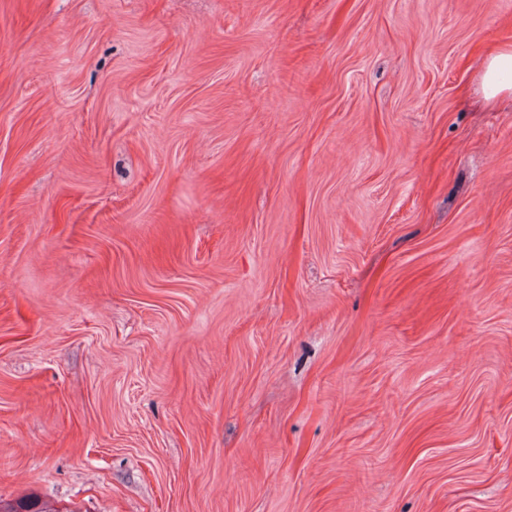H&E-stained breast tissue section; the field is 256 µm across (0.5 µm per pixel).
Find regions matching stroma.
<instances>
[{
	"label": "stroma",
	"instance_id": "stroma-1",
	"mask_svg": "<svg viewBox=\"0 0 512 512\" xmlns=\"http://www.w3.org/2000/svg\"><path fill=\"white\" fill-rule=\"evenodd\" d=\"M512 0H0V500L512 512ZM508 74H512V42L495 46L486 56L480 77L481 91L486 102L512 94V79L511 83L505 80Z\"/></svg>",
	"mask_w": 512,
	"mask_h": 512
}]
</instances>
